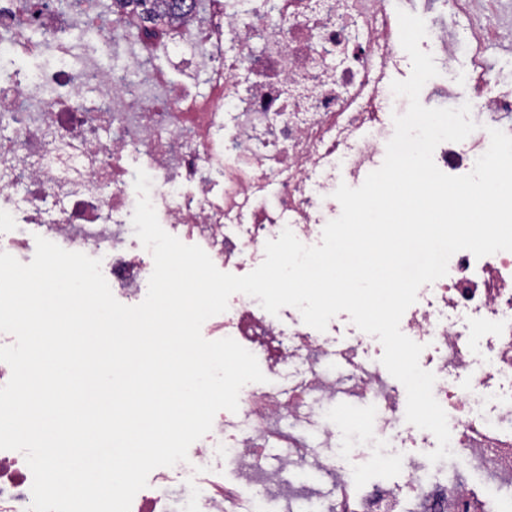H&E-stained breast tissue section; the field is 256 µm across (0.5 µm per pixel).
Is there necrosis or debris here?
<instances>
[{"instance_id":"obj_1","label":"necrosis or debris","mask_w":512,"mask_h":512,"mask_svg":"<svg viewBox=\"0 0 512 512\" xmlns=\"http://www.w3.org/2000/svg\"><path fill=\"white\" fill-rule=\"evenodd\" d=\"M472 5L427 0V53H445L440 22ZM397 13L388 0H250L246 10L239 0H206L205 9L190 2L178 20L151 23L106 15L99 0L68 11L0 0V251L24 259L41 234L101 259L114 297L139 304L154 268L131 221L140 169L162 228L200 246L217 268L260 264L266 242L286 228L319 244L341 213L334 191L361 186L394 134L391 83L410 66ZM95 35L101 52L136 70V84L127 69L78 53ZM492 40L511 41L512 20L473 25L463 90L428 87L430 107L470 103L477 124L464 141L435 149L445 174L469 173L490 129L512 135V92L486 55ZM189 45L200 48L188 61L191 78L173 82L152 56ZM20 56L50 62L24 69ZM207 325L288 384L244 386L237 412L215 417L187 461L156 468L131 512H280L308 497L283 472L309 467L330 479L325 512H512V251L455 253L401 319L407 337L432 347L426 360L453 452L435 464L424 454L435 436L406 426L398 390L362 359L368 335L347 313L320 332L296 308L274 316L236 293ZM342 332L353 343L339 379L331 367ZM353 402L374 408L382 428L374 439L333 423ZM273 442L281 454L269 468ZM226 468L249 496L218 479ZM31 485L24 455L0 450V512H28Z\"/></svg>"}]
</instances>
